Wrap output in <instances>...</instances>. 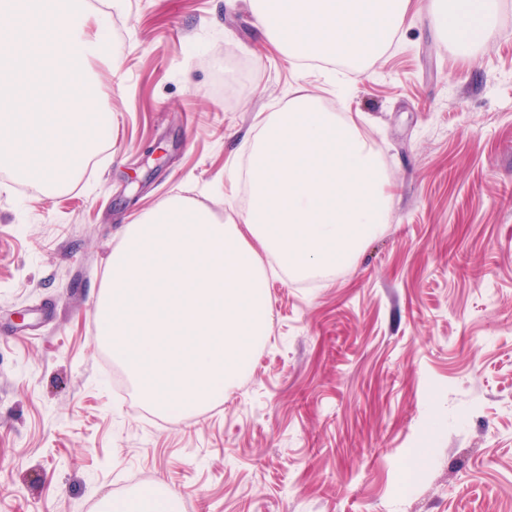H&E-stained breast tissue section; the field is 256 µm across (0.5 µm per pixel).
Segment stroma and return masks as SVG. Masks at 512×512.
Segmentation results:
<instances>
[{
  "label": "stroma",
  "mask_w": 512,
  "mask_h": 512,
  "mask_svg": "<svg viewBox=\"0 0 512 512\" xmlns=\"http://www.w3.org/2000/svg\"><path fill=\"white\" fill-rule=\"evenodd\" d=\"M457 48L412 0L364 77L303 67L249 0H87L106 134L51 185L0 164V512H97L120 477L192 512H512V0ZM358 116L386 223L325 277L268 271L270 327L224 395L124 405L95 305L162 199L220 221L260 121ZM426 456H419V449Z\"/></svg>",
  "instance_id": "1"
}]
</instances>
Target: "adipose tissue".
I'll return each mask as SVG.
<instances>
[{"label": "adipose tissue", "instance_id": "ef3b65f1", "mask_svg": "<svg viewBox=\"0 0 512 512\" xmlns=\"http://www.w3.org/2000/svg\"><path fill=\"white\" fill-rule=\"evenodd\" d=\"M436 25L458 44L485 41L495 27L496 0H436ZM256 17L285 53L344 46L356 67L379 57L405 24L410 0H257Z\"/></svg>", "mask_w": 512, "mask_h": 512}]
</instances>
